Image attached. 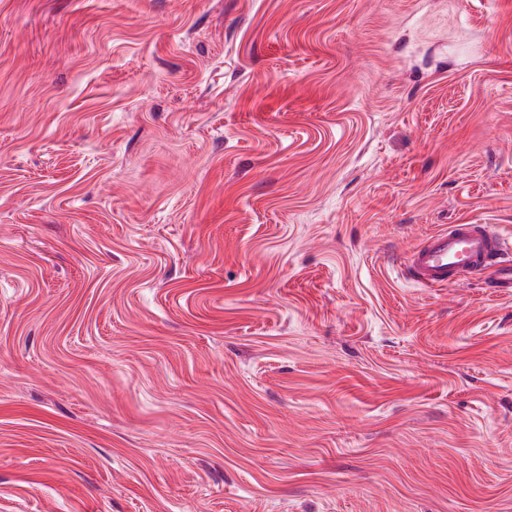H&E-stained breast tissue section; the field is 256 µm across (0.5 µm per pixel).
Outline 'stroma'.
Listing matches in <instances>:
<instances>
[{"instance_id": "obj_1", "label": "stroma", "mask_w": 512, "mask_h": 512, "mask_svg": "<svg viewBox=\"0 0 512 512\" xmlns=\"http://www.w3.org/2000/svg\"><path fill=\"white\" fill-rule=\"evenodd\" d=\"M512 0H0V512H512ZM401 275L423 288L478 278L493 294L512 293V241L488 224H454L407 254Z\"/></svg>"}]
</instances>
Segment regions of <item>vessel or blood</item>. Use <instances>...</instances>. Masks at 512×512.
I'll list each match as a JSON object with an SVG mask.
<instances>
[{
	"label": "vessel or blood",
	"mask_w": 512,
	"mask_h": 512,
	"mask_svg": "<svg viewBox=\"0 0 512 512\" xmlns=\"http://www.w3.org/2000/svg\"><path fill=\"white\" fill-rule=\"evenodd\" d=\"M401 275L424 288L478 278L491 293H512V240L487 224H454L413 247Z\"/></svg>",
	"instance_id": "1"
}]
</instances>
